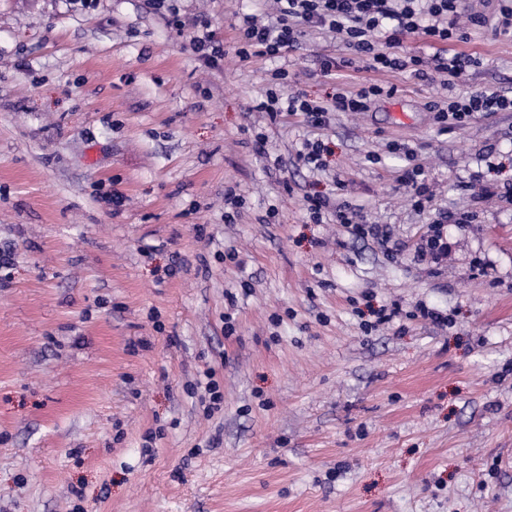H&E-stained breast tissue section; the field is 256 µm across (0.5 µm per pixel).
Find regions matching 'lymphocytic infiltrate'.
<instances>
[{"mask_svg":"<svg viewBox=\"0 0 512 512\" xmlns=\"http://www.w3.org/2000/svg\"><path fill=\"white\" fill-rule=\"evenodd\" d=\"M277 22L273 25L258 23L245 17L236 37L235 52L241 58L279 57L298 50L300 40L308 29L327 30L338 35L363 63L374 71H397L408 66L419 67L422 57L403 59L399 49L411 35L424 38L434 54V70L456 79L462 71L474 65L473 57L450 52L451 43L466 40L458 17L462 0H277ZM396 86L383 87L363 84L355 89L338 93L331 104H323L301 94L279 100L269 96L260 103L261 111L270 119L300 115L307 122L319 126L327 112H363L373 98L390 97ZM511 111L512 99L495 93L478 92L459 100H449L440 109L441 121H454L462 125L476 114ZM304 209L310 221H320L325 211H332L337 223L350 234H379L377 225L368 222L360 209L349 204L332 205L329 197L319 194L307 196Z\"/></svg>","mask_w":512,"mask_h":512,"instance_id":"lymphocytic-infiltrate-1","label":"lymphocytic infiltrate"}]
</instances>
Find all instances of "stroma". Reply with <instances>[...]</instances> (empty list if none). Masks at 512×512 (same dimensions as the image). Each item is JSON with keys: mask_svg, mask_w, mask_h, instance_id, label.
Wrapping results in <instances>:
<instances>
[{"mask_svg": "<svg viewBox=\"0 0 512 512\" xmlns=\"http://www.w3.org/2000/svg\"><path fill=\"white\" fill-rule=\"evenodd\" d=\"M502 4L468 0L485 24L454 49L478 63L449 88L323 76L351 52L322 31L239 58L274 0H178L224 46L215 69L152 0H0V512H512V196L484 190L512 184V112L429 110L512 96ZM359 83L398 91L320 127L258 109ZM307 140L324 169L297 161ZM314 193L390 242L312 223ZM436 224L446 255L416 260ZM209 368L211 413L187 390ZM429 109L431 112H439L438 115L442 123H447L450 119L454 123L462 125L471 120L475 114L511 111L512 99L496 93L481 91L459 100L449 97L446 108H441L438 104H430Z\"/></svg>", "mask_w": 512, "mask_h": 512, "instance_id": "stroma-1", "label": "stroma"}]
</instances>
